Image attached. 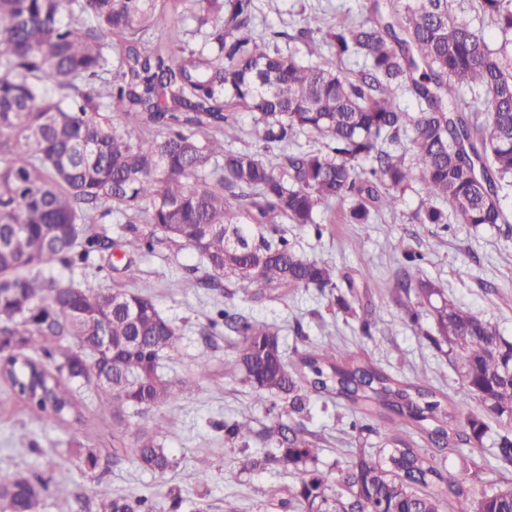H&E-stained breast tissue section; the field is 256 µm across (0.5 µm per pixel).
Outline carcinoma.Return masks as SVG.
I'll return each instance as SVG.
<instances>
[{
	"label": "carcinoma",
	"mask_w": 512,
	"mask_h": 512,
	"mask_svg": "<svg viewBox=\"0 0 512 512\" xmlns=\"http://www.w3.org/2000/svg\"><path fill=\"white\" fill-rule=\"evenodd\" d=\"M213 2L193 0L205 29L194 43L179 22L162 24L158 0H0V376L59 426L78 413L68 384L93 389L112 409L115 460L127 452V411L150 417L132 452L161 475L172 460L157 439L158 411L186 386L159 371L178 327L147 295L56 273L91 266L114 244L92 227L102 207L124 221L127 251L180 244L204 268L195 287L245 294L339 288L335 268L301 256L285 228L311 226L322 237L318 211L336 201L348 204V224L396 212L409 190L420 195L417 224H446L450 211L475 227L512 218V0H477L502 36L497 48L449 0H369L366 18L348 10L331 24L316 12L293 34L273 33L310 45L306 62L257 36L255 0H225L222 15L209 12ZM110 35L120 38L114 59ZM342 63L354 69L346 74ZM407 94L413 112L402 105ZM105 108L153 135L151 146L112 129ZM240 108L252 112L264 152L225 147L238 139ZM302 133L321 147L296 145ZM403 259L394 292L404 316H433L435 344L448 345L460 372L459 400L481 402L512 429V343L421 279L422 254ZM208 324L240 337L242 381L259 398L285 396L291 419L314 392L383 410L396 426L416 423L450 454L480 439L483 424L430 388L342 361L330 339L291 372L274 326L232 304ZM100 336L112 340L106 359ZM268 432L280 460L307 473L295 493L302 512H440L444 499L452 512H512V486L474 497L466 484L481 482L480 469L464 482L445 476L400 439L383 459L362 455L334 474L307 469L318 448L302 422L278 419ZM252 433L247 417L224 426L232 442ZM498 458L512 467V433L500 436ZM101 461L90 450L76 466L88 473ZM44 490L37 475H0V512H40ZM98 496L101 512H158L151 495Z\"/></svg>",
	"instance_id": "obj_1"
}]
</instances>
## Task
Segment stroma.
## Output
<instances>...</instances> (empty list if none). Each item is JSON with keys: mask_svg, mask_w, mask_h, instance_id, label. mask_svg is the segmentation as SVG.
Here are the masks:
<instances>
[{"mask_svg": "<svg viewBox=\"0 0 512 512\" xmlns=\"http://www.w3.org/2000/svg\"><path fill=\"white\" fill-rule=\"evenodd\" d=\"M258 34L302 26L309 13L341 6L352 14L363 11L361 0H259ZM419 204L408 192L397 213L383 214L373 224H346L340 205L321 209L317 220L325 224L323 237L300 224L288 227V238L308 259L333 264L338 277L373 276L361 290V305L373 310L376 321L362 331L359 318L345 312L336 299L313 288H299L273 300L235 294L233 303L244 314L281 326V341L287 353L308 351L321 342L334 340L338 357H351L409 382H420L438 395L455 399L460 377L448 352L432 342L436 326L431 315L411 323L393 300L395 272L404 251L423 254L422 279L444 289L449 300L496 325L501 336L512 342V223L476 228L468 224H415L410 215ZM136 267L134 277L123 276L126 262ZM97 279L102 287L136 290L149 294L162 314L180 330L181 339L163 361V374L188 381L180 401L163 408L169 424L160 434L175 466L165 476L141 469L132 454H125L108 469L81 475L70 468L78 447L108 454L112 446V418L99 406L98 396L82 391L81 421L60 426L31 414L20 401L0 406V473L28 469L37 463L38 473L48 482L42 512H99L97 491L106 486L113 494L132 496L149 493L159 512H292L288 505L299 487L302 471L272 461L256 470L245 465L246 457L274 452L267 439L272 422L286 414V403L276 397L259 399L244 384L236 367L234 334L216 328L211 345H204L202 331L218 307L223 291L194 287L196 256L182 246H160L154 253L129 255L115 247L99 257ZM208 350L209 362L198 366L197 356ZM464 416L483 423L480 441L448 454L436 451L425 433L413 426L398 432L388 430L378 415L353 413L344 400L311 395L306 427L319 448L316 466L322 471L348 468L367 453L386 456L392 438L431 453L441 471L466 478L472 467L484 471L485 487L512 482V469L503 470L496 459L503 429L499 418L480 402L457 407ZM250 415L254 432L248 443L228 442L223 424ZM39 444L30 452L29 440ZM210 468L205 481L195 469L200 460ZM69 478H61L62 470Z\"/></svg>", "mask_w": 512, "mask_h": 512, "instance_id": "obj_1", "label": "stroma"}]
</instances>
